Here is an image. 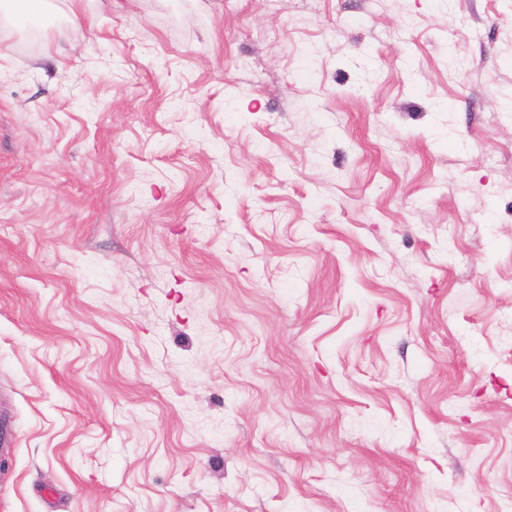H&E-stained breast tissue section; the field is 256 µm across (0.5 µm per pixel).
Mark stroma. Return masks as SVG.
<instances>
[{
	"label": "stroma",
	"instance_id": "1",
	"mask_svg": "<svg viewBox=\"0 0 512 512\" xmlns=\"http://www.w3.org/2000/svg\"><path fill=\"white\" fill-rule=\"evenodd\" d=\"M0 512H504L512 0L0 5Z\"/></svg>",
	"mask_w": 512,
	"mask_h": 512
}]
</instances>
